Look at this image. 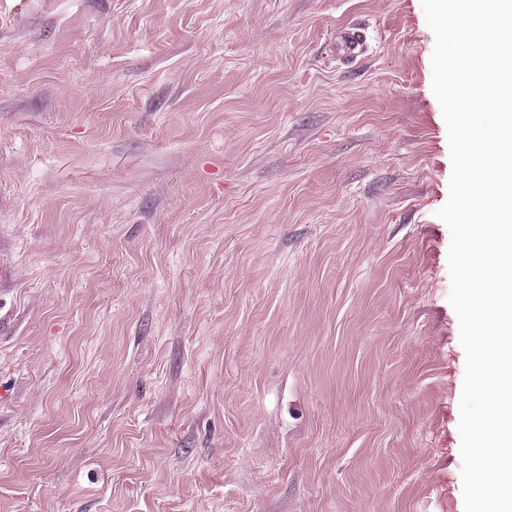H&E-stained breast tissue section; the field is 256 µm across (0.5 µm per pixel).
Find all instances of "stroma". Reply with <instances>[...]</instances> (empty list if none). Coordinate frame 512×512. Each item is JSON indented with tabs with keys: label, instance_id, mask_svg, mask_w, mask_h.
Returning <instances> with one entry per match:
<instances>
[{
	"label": "stroma",
	"instance_id": "35a3bbf8",
	"mask_svg": "<svg viewBox=\"0 0 512 512\" xmlns=\"http://www.w3.org/2000/svg\"><path fill=\"white\" fill-rule=\"evenodd\" d=\"M24 2L0 512H464L421 0ZM336 47L342 57L355 60L364 52L365 38L359 30L345 28L336 33Z\"/></svg>",
	"mask_w": 512,
	"mask_h": 512
}]
</instances>
